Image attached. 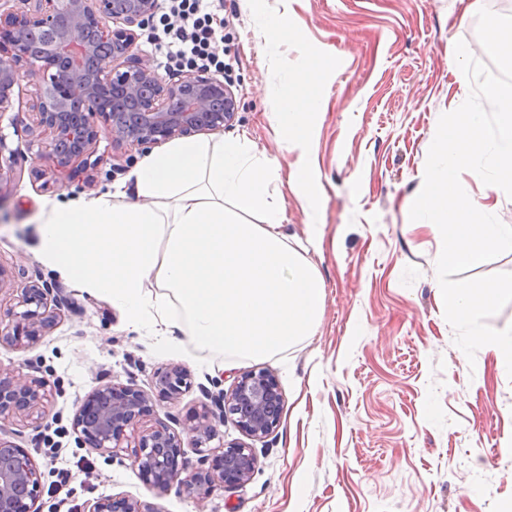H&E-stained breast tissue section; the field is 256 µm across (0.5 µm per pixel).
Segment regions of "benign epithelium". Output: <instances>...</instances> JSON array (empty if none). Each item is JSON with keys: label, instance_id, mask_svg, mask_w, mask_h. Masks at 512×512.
Listing matches in <instances>:
<instances>
[{"label": "benign epithelium", "instance_id": "obj_1", "mask_svg": "<svg viewBox=\"0 0 512 512\" xmlns=\"http://www.w3.org/2000/svg\"><path fill=\"white\" fill-rule=\"evenodd\" d=\"M157 0H0V118L13 109L14 87L40 79L29 106V121L15 115L11 125L27 137L43 139L57 171L85 168L101 135L145 148L229 125L238 110L224 82L205 74L165 79L141 64H128L138 30L152 17ZM117 89L133 105L129 112L104 104ZM18 150L0 134V189L14 177ZM17 314L0 313V346L24 349L37 343L58 321L65 301L58 289L32 282L23 289ZM155 386L171 398L192 387L190 373L177 366L155 373ZM49 380L23 383L0 379V421L24 416L42 422L50 403ZM283 396L264 369L237 377L227 392L201 403L186 427L200 455L189 464L182 438L171 426L148 417L154 410L147 392L132 381L95 387L75 411L72 430L80 444L117 455L132 443L131 466L158 494L177 486L203 499L254 474V446L235 442L210 446L231 419L252 441H264L279 425ZM42 474L28 449L0 427V512H40ZM79 512H162L151 502L124 495L100 498Z\"/></svg>", "mask_w": 512, "mask_h": 512}]
</instances>
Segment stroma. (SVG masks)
I'll return each instance as SVG.
<instances>
[{
  "label": "stroma",
  "instance_id": "stroma-1",
  "mask_svg": "<svg viewBox=\"0 0 512 512\" xmlns=\"http://www.w3.org/2000/svg\"><path fill=\"white\" fill-rule=\"evenodd\" d=\"M224 0L223 60L238 112L212 139L240 138L271 174L283 206V232L301 243L322 276L324 304L313 336L261 358L221 351L185 354L147 326L131 328L108 298L78 288L42 264L38 223L50 201L132 185L152 151L101 138L94 186L85 172L54 187L41 174L53 163L38 143L0 121L20 160L0 188V267L15 305L22 288L44 281L75 303L39 342L0 347V378L49 379L52 402L41 427L16 418L14 441L33 450L42 477V512H74L86 502L124 494L158 503L163 512H506L512 507V376L490 346L467 360L444 317L436 261V225L410 220L441 114L469 94L457 78L452 47L465 41L486 53L476 29L481 7L498 0ZM299 29L298 43H270L264 17ZM328 58L323 108L311 146L286 147L278 113L303 74L306 56ZM312 181L290 174L302 158ZM313 204H306V196ZM186 368L194 386L161 396L158 369ZM263 367L276 378L284 404L280 424L257 447V467L243 485L204 500L178 489L156 494L131 467L78 444L73 415L86 395L107 382L149 392L154 416L182 432L203 395L220 380L230 389L243 372ZM84 463L70 489L58 488L61 460Z\"/></svg>",
  "mask_w": 512,
  "mask_h": 512
}]
</instances>
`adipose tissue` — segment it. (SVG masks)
I'll list each match as a JSON object with an SVG mask.
<instances>
[{"label":"adipose tissue","instance_id":"ef3b65f1","mask_svg":"<svg viewBox=\"0 0 512 512\" xmlns=\"http://www.w3.org/2000/svg\"><path fill=\"white\" fill-rule=\"evenodd\" d=\"M328 67L308 59L306 77L284 101L287 146L314 141ZM270 183L241 139L178 141L144 161L132 191L52 207L39 227L38 257L164 340L269 356L313 335L324 300L317 266L281 231Z\"/></svg>","mask_w":512,"mask_h":512}]
</instances>
